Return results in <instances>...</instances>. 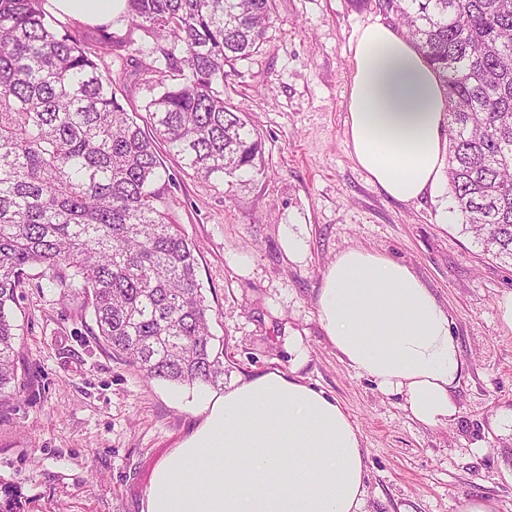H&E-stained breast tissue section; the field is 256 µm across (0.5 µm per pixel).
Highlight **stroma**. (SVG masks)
<instances>
[{
    "mask_svg": "<svg viewBox=\"0 0 512 512\" xmlns=\"http://www.w3.org/2000/svg\"><path fill=\"white\" fill-rule=\"evenodd\" d=\"M257 53L237 61L224 99L265 140L261 166L203 181L174 159L155 185L196 245L198 279L224 343V383L288 370V339L308 354L305 383L336 397L362 435L365 512H457L485 497L512 512V328L497 302L512 267L461 230L447 189L404 204L354 161L346 138L350 47L379 17L352 0H276ZM75 35L101 53L122 103L158 88L141 72L165 65L167 41L131 28L127 10ZM307 245L288 259L283 225ZM350 247L410 267L447 310L464 362L453 417L427 427L401 396L381 392L330 345L316 305L326 266ZM16 397L0 404V501L21 512H142L152 473L201 421L193 396L113 355L80 289L31 276L15 309Z\"/></svg>",
    "mask_w": 512,
    "mask_h": 512,
    "instance_id": "1",
    "label": "stroma"
}]
</instances>
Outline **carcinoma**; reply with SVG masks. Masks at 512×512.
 <instances>
[{
	"label": "carcinoma",
	"instance_id": "cac0c4a2",
	"mask_svg": "<svg viewBox=\"0 0 512 512\" xmlns=\"http://www.w3.org/2000/svg\"><path fill=\"white\" fill-rule=\"evenodd\" d=\"M370 1L444 87L462 230L512 261V0ZM46 2L0 0V402L15 396L14 306L33 267L81 289L98 336L147 378L222 384L194 248L152 185L161 145L205 180L262 162L219 87L266 41L276 0H127L133 25L173 42L144 116Z\"/></svg>",
	"mask_w": 512,
	"mask_h": 512
}]
</instances>
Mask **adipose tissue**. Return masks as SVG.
Instances as JSON below:
<instances>
[{
	"mask_svg": "<svg viewBox=\"0 0 512 512\" xmlns=\"http://www.w3.org/2000/svg\"><path fill=\"white\" fill-rule=\"evenodd\" d=\"M121 0H48L57 16L111 20ZM347 138L357 165L410 203L442 181L446 98L402 31L376 19L351 46ZM340 359L418 422L453 417L463 368L447 311L405 264L365 248L337 255L317 297ZM196 431L155 468L143 512H364L366 454L341 403L270 371L206 400Z\"/></svg>",
	"mask_w": 512,
	"mask_h": 512,
	"instance_id": "adipose-tissue-1",
	"label": "adipose tissue"
}]
</instances>
